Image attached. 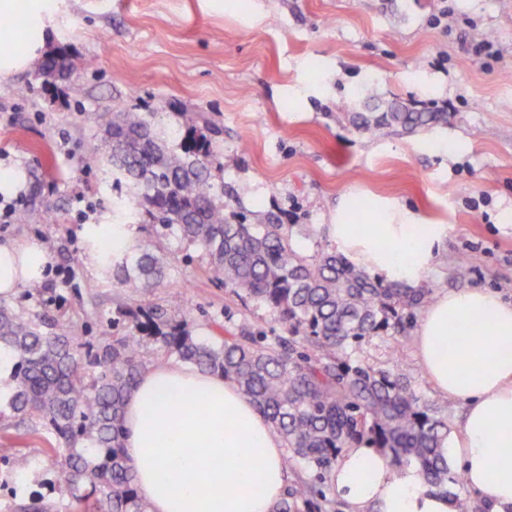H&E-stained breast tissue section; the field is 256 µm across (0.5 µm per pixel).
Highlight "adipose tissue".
Wrapping results in <instances>:
<instances>
[{
  "mask_svg": "<svg viewBox=\"0 0 512 512\" xmlns=\"http://www.w3.org/2000/svg\"><path fill=\"white\" fill-rule=\"evenodd\" d=\"M30 50L0 53V77L28 66L45 44L44 20L54 0H26ZM87 257L106 269V255L129 251V225L89 224ZM327 234L337 252L385 280L413 286L430 272L448 237L444 224L422 223L405 205L375 209L366 224L339 203ZM38 241L0 245V296L9 298L48 275ZM419 363L437 392L465 413L450 459L478 492L484 512H512V302L473 287L435 296L415 338ZM124 454L149 512H272L288 472L285 448L271 423L236 384L172 359L146 370L125 406ZM261 476L262 493L252 488ZM333 490L348 512H456L447 495L427 490L414 468L397 470L365 444L339 454Z\"/></svg>",
  "mask_w": 512,
  "mask_h": 512,
  "instance_id": "1",
  "label": "adipose tissue"
}]
</instances>
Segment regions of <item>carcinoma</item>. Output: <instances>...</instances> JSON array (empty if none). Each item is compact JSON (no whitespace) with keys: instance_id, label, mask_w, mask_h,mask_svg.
Returning <instances> with one entry per match:
<instances>
[{"instance_id":"carcinoma-1","label":"carcinoma","mask_w":512,"mask_h":512,"mask_svg":"<svg viewBox=\"0 0 512 512\" xmlns=\"http://www.w3.org/2000/svg\"><path fill=\"white\" fill-rule=\"evenodd\" d=\"M182 113L188 129L176 146L153 113L112 114L109 159L131 190L122 218L140 216L157 239L175 234L202 251L211 279L243 302L265 304L279 332L268 337L212 320V336L193 335L187 321L150 300L167 281L170 254L139 243L112 258L116 287L137 307L112 318L110 338L92 342L46 310H19L0 298V347L17 362L11 407L37 420L27 427L28 452L19 464L52 455L86 512H148L123 453L124 408L139 376L173 357L235 382L282 436L284 465L298 480L274 512H298L312 493L303 474L329 479L342 449L361 443L383 449L399 469L416 467L425 486L452 495L458 512H476L463 491L448 490L461 484L448 463L452 403L435 407L395 369L349 353L375 337L405 334L432 303V289L372 277L334 251L299 253L293 231L309 236L310 224H286L274 213L248 224L225 212L224 189L208 177L221 159L219 131L193 111ZM446 121V112L391 107L364 117L361 128L376 134ZM89 447L99 449L92 462ZM11 512H63V506L38 495Z\"/></svg>"}]
</instances>
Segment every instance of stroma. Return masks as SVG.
<instances>
[{"label":"stroma","mask_w":512,"mask_h":512,"mask_svg":"<svg viewBox=\"0 0 512 512\" xmlns=\"http://www.w3.org/2000/svg\"><path fill=\"white\" fill-rule=\"evenodd\" d=\"M43 54L66 50L69 81L48 88L35 67L0 78V172L27 195L0 244L35 239L51 255L50 314L97 340L123 296L86 262L87 224H108L125 197L105 153L113 113H153L171 143L178 106L222 130L210 181L231 189L226 211L257 223L273 211L310 224L295 248L332 250L325 226L339 201H399L448 238L423 282L434 293L472 286L512 300V0H55ZM493 41L494 59L479 52ZM444 112L445 124L373 137L356 115L375 105ZM248 193H240V186ZM175 260L153 299L195 335L210 320L269 331L268 309L212 281L201 251L169 238ZM354 356L397 366L430 400L415 333L360 345ZM18 420L0 409V512L35 495L69 502L54 461L18 471Z\"/></svg>","instance_id":"35a3bbf8"}]
</instances>
